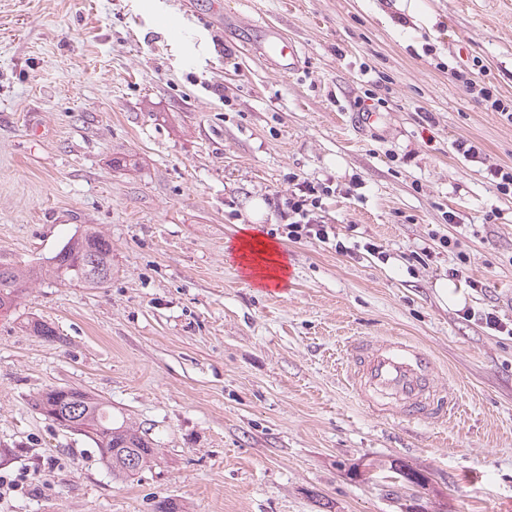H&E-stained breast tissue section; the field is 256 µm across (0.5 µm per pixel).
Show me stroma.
<instances>
[{"instance_id": "obj_1", "label": "stroma", "mask_w": 512, "mask_h": 512, "mask_svg": "<svg viewBox=\"0 0 512 512\" xmlns=\"http://www.w3.org/2000/svg\"><path fill=\"white\" fill-rule=\"evenodd\" d=\"M271 27L292 73L258 51ZM471 72L512 103V0H0V256L47 262L86 224L112 242L104 287L35 281L0 315V476L40 474L0 512H512V194L486 176L512 167V123ZM296 175L331 187L333 241L288 240L271 203ZM250 224L285 293L240 273ZM464 258L486 289L455 282L452 307L435 284ZM357 336L427 348L455 413L369 414ZM61 387L144 433L151 466L115 476L33 407ZM364 461L430 485L362 482Z\"/></svg>"}]
</instances>
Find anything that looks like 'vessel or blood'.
<instances>
[{
	"label": "vessel or blood",
	"mask_w": 512,
	"mask_h": 512,
	"mask_svg": "<svg viewBox=\"0 0 512 512\" xmlns=\"http://www.w3.org/2000/svg\"><path fill=\"white\" fill-rule=\"evenodd\" d=\"M270 60L293 59L297 49L275 30L261 46ZM349 381L364 406L402 423L443 419L451 403L436 386V361L430 351L408 339L375 336L353 340L348 348Z\"/></svg>",
	"instance_id": "b4317fda"
}]
</instances>
